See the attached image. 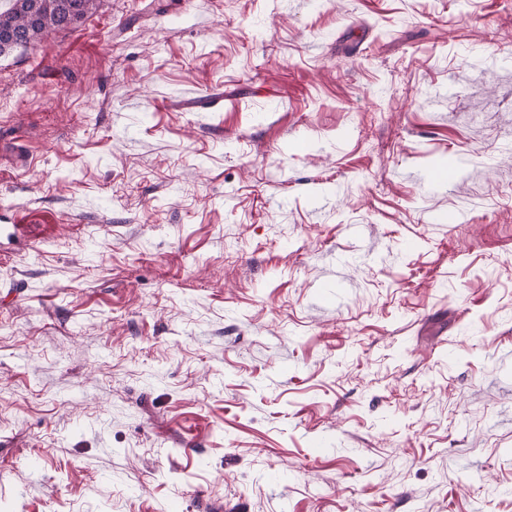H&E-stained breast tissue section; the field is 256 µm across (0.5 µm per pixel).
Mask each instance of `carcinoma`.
Returning <instances> with one entry per match:
<instances>
[{
    "mask_svg": "<svg viewBox=\"0 0 512 512\" xmlns=\"http://www.w3.org/2000/svg\"><path fill=\"white\" fill-rule=\"evenodd\" d=\"M97 0H5L0 7V56L66 30L96 8Z\"/></svg>",
    "mask_w": 512,
    "mask_h": 512,
    "instance_id": "cac0c4a2",
    "label": "carcinoma"
}]
</instances>
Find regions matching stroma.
Masks as SVG:
<instances>
[{
	"instance_id": "stroma-1",
	"label": "stroma",
	"mask_w": 512,
	"mask_h": 512,
	"mask_svg": "<svg viewBox=\"0 0 512 512\" xmlns=\"http://www.w3.org/2000/svg\"><path fill=\"white\" fill-rule=\"evenodd\" d=\"M1 224L0 512H512V0H100Z\"/></svg>"
}]
</instances>
